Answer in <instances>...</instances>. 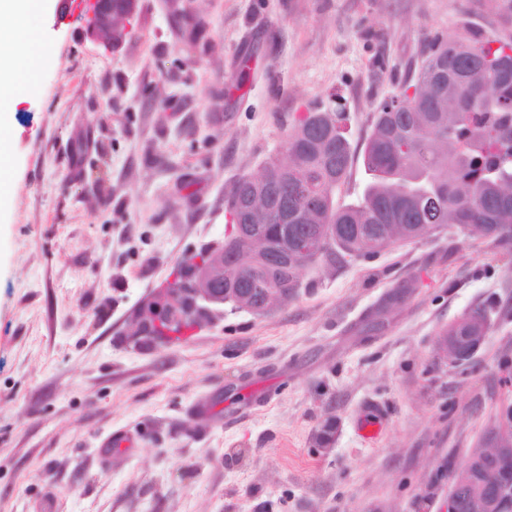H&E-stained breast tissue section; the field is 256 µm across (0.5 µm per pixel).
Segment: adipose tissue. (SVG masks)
Wrapping results in <instances>:
<instances>
[{
  "mask_svg": "<svg viewBox=\"0 0 512 512\" xmlns=\"http://www.w3.org/2000/svg\"><path fill=\"white\" fill-rule=\"evenodd\" d=\"M46 0H0V197L8 191L5 155L11 144L14 101L37 92V75L48 56L41 30L33 21L42 16Z\"/></svg>",
  "mask_w": 512,
  "mask_h": 512,
  "instance_id": "ef3b65f1",
  "label": "adipose tissue"
}]
</instances>
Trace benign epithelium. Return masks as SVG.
<instances>
[{
  "label": "benign epithelium",
  "instance_id": "benign-epithelium-1",
  "mask_svg": "<svg viewBox=\"0 0 512 512\" xmlns=\"http://www.w3.org/2000/svg\"><path fill=\"white\" fill-rule=\"evenodd\" d=\"M87 34L95 41L110 47L112 39V0H97L91 12L84 17ZM215 276L205 270L190 288L169 295L152 304L144 311L141 334L150 335L152 330L208 314V305L231 303L252 313H264L269 304L257 305L254 297L243 290H234L230 297L227 291L214 287ZM490 328V320L483 311L472 309L452 323L437 339L440 356L448 363L458 365L471 359L484 342ZM483 440L494 444L495 449L471 451L463 464L457 467L449 480L445 512H459L463 504L477 506L481 512H512V488L507 485L492 486L488 478L474 476L472 465L484 468L491 462L508 456L512 449V423L503 415L494 416L486 425Z\"/></svg>",
  "mask_w": 512,
  "mask_h": 512
}]
</instances>
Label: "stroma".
<instances>
[{
    "instance_id": "obj_1",
    "label": "stroma",
    "mask_w": 512,
    "mask_h": 512,
    "mask_svg": "<svg viewBox=\"0 0 512 512\" xmlns=\"http://www.w3.org/2000/svg\"><path fill=\"white\" fill-rule=\"evenodd\" d=\"M56 5L0 201V512H443L449 472L512 403V247L451 224L306 268L263 315L226 305L163 340L132 320L223 246L232 183L304 114L343 109L336 200L360 196L379 102L433 36L512 37V0H191L192 41L169 0H139L114 50L81 18L54 29ZM472 308L487 337L448 364L437 338ZM118 430L135 448L106 451Z\"/></svg>"
}]
</instances>
